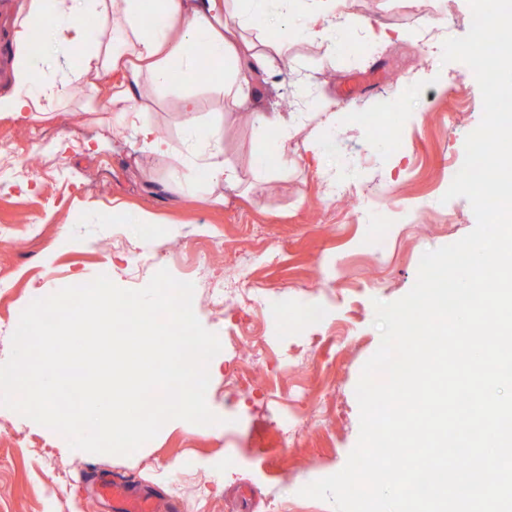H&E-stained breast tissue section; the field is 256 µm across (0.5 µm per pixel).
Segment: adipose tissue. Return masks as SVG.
Here are the masks:
<instances>
[{
	"label": "adipose tissue",
	"mask_w": 512,
	"mask_h": 512,
	"mask_svg": "<svg viewBox=\"0 0 512 512\" xmlns=\"http://www.w3.org/2000/svg\"><path fill=\"white\" fill-rule=\"evenodd\" d=\"M302 12V36L336 46L329 19L335 0H24L15 20L12 91L0 96V113L38 112L43 102L71 97L76 87L109 82L112 111L132 124L142 150L188 184L213 188L239 185L237 169L224 160L222 137L205 124L189 125L181 146L160 135L134 106L142 83L155 90L192 85L208 73L228 106L242 102L256 74L267 71L271 56L288 57L289 10ZM111 15L112 37L102 41L89 18ZM274 21L278 40L267 54L243 39L256 19ZM65 78H58V71ZM332 112H259L251 120L262 134L255 157L259 169L269 160L288 164L289 143L304 137L318 152L316 126L335 120Z\"/></svg>",
	"instance_id": "adipose-tissue-1"
}]
</instances>
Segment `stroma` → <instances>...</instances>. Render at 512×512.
<instances>
[{"instance_id": "stroma-1", "label": "stroma", "mask_w": 512, "mask_h": 512, "mask_svg": "<svg viewBox=\"0 0 512 512\" xmlns=\"http://www.w3.org/2000/svg\"><path fill=\"white\" fill-rule=\"evenodd\" d=\"M337 11L366 28L339 32L331 52L293 41L287 74L273 57L272 76L252 83L242 108L226 109L205 81L187 90L198 102L189 114L181 108L186 90L142 86L144 119L173 144L197 122L223 137L242 183L220 205L206 203L204 189L175 184L132 131L113 135L105 91H78L43 118L0 114V134L18 145L16 175L0 177V225L13 228L0 238V362L21 312L76 273L138 290L167 269L193 283L202 326L225 336L240 318L211 306L209 283L234 268L253 225L281 246L279 262L258 259L245 282L261 293L252 316L267 362L252 371V392L227 400L224 374L236 359L221 350L206 392L217 424L168 421L129 456L71 449L53 429L0 406V512H113L99 474L151 487L166 512H334L300 491L340 471L358 442L355 389L381 341L375 301L404 297L425 252L476 226L469 201L444 194L483 113L473 71L442 60L443 41L469 30L468 0H340ZM381 28L413 38L379 43L370 32ZM324 98L336 104L335 123L319 132L324 169L307 164L298 138L287 169L259 175L260 135L247 113L303 112ZM391 111L399 115L393 134L379 128ZM362 113L374 127L359 123ZM116 206L149 221L126 225L117 238ZM315 303L327 318L310 336L300 312ZM298 387L301 424L286 435L280 398Z\"/></svg>"}]
</instances>
